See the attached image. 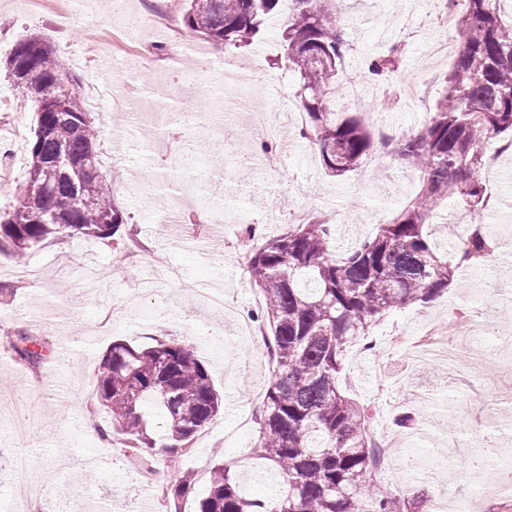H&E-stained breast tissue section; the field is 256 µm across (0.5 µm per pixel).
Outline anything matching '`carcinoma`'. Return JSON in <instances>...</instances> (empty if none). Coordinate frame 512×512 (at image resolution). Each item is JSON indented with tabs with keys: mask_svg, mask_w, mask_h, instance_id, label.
<instances>
[{
	"mask_svg": "<svg viewBox=\"0 0 512 512\" xmlns=\"http://www.w3.org/2000/svg\"><path fill=\"white\" fill-rule=\"evenodd\" d=\"M280 0H186L189 33L232 52L249 46ZM454 13L460 45L445 88L425 123L396 140L392 157L422 184L389 224L342 260L330 250L332 227L297 224L251 249L248 272L263 303L256 319L270 328L277 367L264 381L254 452L279 476L276 494L245 497L217 457L195 512H410L371 478L373 444L367 408L339 387L347 348L385 315L425 304L448 288L471 260L491 256L496 240L471 224L456 250L430 244L433 214L451 199L475 215L489 208L483 184L487 146L512 140V19L501 0H464ZM282 40L299 76L308 121L302 135L325 170H356L376 139L359 115L333 112L349 43L340 0H293ZM399 47L371 58L368 72L394 82ZM3 68L17 95L37 107L27 180L18 204L0 212V252L23 262L55 239L110 242L123 224L99 161L96 128L79 78L36 33L18 37ZM15 360L38 369L43 338L24 329L3 337ZM99 407L124 446L147 463H169L192 447L222 399L193 347L161 335L147 345L117 340L101 356L94 382ZM112 432V433H114ZM103 430V438L112 437ZM194 477L180 473L162 492V512H180Z\"/></svg>",
	"mask_w": 512,
	"mask_h": 512,
	"instance_id": "1",
	"label": "carcinoma"
}]
</instances>
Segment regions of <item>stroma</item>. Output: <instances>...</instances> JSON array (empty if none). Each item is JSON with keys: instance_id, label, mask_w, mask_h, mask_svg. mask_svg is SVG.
Listing matches in <instances>:
<instances>
[{"instance_id": "1", "label": "stroma", "mask_w": 512, "mask_h": 512, "mask_svg": "<svg viewBox=\"0 0 512 512\" xmlns=\"http://www.w3.org/2000/svg\"><path fill=\"white\" fill-rule=\"evenodd\" d=\"M61 2L0 0V58L11 53L27 30L42 33L61 54L78 51L91 40L99 50L74 66L79 78L94 73L110 79L113 60L121 58L134 75L149 76L141 96L162 97L169 108L187 98L199 110L213 111L214 77L203 70L202 55L215 51V44L201 41V55L189 52L181 59L172 58L168 50L172 37L187 35L182 0H126V16L116 20L102 8V0H90L88 8L65 25L55 10ZM415 6L431 19L441 9L439 0L344 3L351 45L345 70L364 71L368 55L401 44V77L415 81L416 99L408 101L402 89L389 93L368 80L359 97L337 93L336 105L342 112L363 109L380 116L398 135L424 122L452 63L448 57L432 58L425 38L397 30L398 17ZM157 7L168 12L171 29H138L136 16ZM284 28V13L276 11L266 20L260 40L232 54L223 79L231 83L248 78L257 100L273 108L284 104L296 113L299 78L281 57ZM188 67L198 77L184 88L174 74ZM2 94L7 100L0 102V169L11 170L12 182L0 186V209L7 210L15 205L26 178L25 163L15 160L25 146L11 141L10 130L18 122L24 132H32L36 106L20 101V111H13L11 104L18 99L0 72ZM138 127L121 159L103 169L123 216L112 243L75 237L33 248L25 263L40 268L42 275L21 286L14 278L13 259L0 255V285L15 291L0 304V323L39 332L49 342L48 361L35 371L16 363L8 345L0 342V458L24 453L33 469L55 471L41 499L42 512H64L77 495L95 512H125L131 504L138 512H154L155 503L143 489L140 460L120 441L98 436L99 429L108 428L109 418L94 404V371L106 348L120 339L144 343L166 334L193 346L224 394V411L209 425L207 436L196 438L176 463L155 467L160 487L170 486L178 472L194 475V493L181 501L182 512H194L205 494L212 458L223 457L238 475L262 471L263 462L251 449L259 435L256 418L264 388L258 375L264 367L250 359V344L238 332L258 306V292L247 274L250 247L284 233L290 210L306 208L321 219L329 202L344 215L343 223L333 227V254L339 258L390 222L419 191L412 176L384 181V173L397 165L376 152L366 159L367 172L330 176L296 125L290 134L297 150L287 151L286 144L277 142L269 153L242 119L220 131L204 124L144 118ZM186 145L210 166L231 174L224 187V208H245L249 222L240 224L229 216L221 224L199 223L203 207L189 194L181 200L179 222L160 223L155 196L170 175L174 153ZM124 254L129 257L126 265L113 269L114 256ZM497 263L494 256L480 259L475 271H462L458 282L432 302L394 311L373 327V349L357 346L345 357L342 388L373 407L378 384L388 383L392 400L413 417L405 434L414 447L446 452L456 428L474 424L502 440L512 439L511 339L484 336L479 348L485 356L473 375L459 374L433 359L412 363L408 348L425 330L458 312L476 311L501 323L512 305L501 297L507 277L496 272ZM396 334L404 336L407 345L394 352L389 340ZM477 395L492 401L496 415L471 406V397ZM446 484L449 500L472 497L480 512H502L504 500L482 496L481 491L492 485L512 491V468L489 471L480 479L450 477Z\"/></svg>"}]
</instances>
